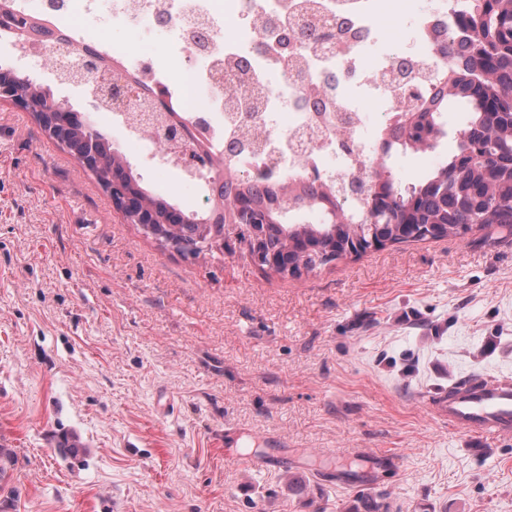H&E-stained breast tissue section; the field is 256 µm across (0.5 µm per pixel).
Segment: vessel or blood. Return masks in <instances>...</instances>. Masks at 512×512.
Wrapping results in <instances>:
<instances>
[{"mask_svg":"<svg viewBox=\"0 0 512 512\" xmlns=\"http://www.w3.org/2000/svg\"><path fill=\"white\" fill-rule=\"evenodd\" d=\"M425 409L449 427L475 437H512V380L483 375L428 396Z\"/></svg>","mask_w":512,"mask_h":512,"instance_id":"1","label":"vessel or blood"}]
</instances>
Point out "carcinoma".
I'll use <instances>...</instances> for the list:
<instances>
[{"label": "carcinoma", "mask_w": 512, "mask_h": 512, "mask_svg": "<svg viewBox=\"0 0 512 512\" xmlns=\"http://www.w3.org/2000/svg\"><path fill=\"white\" fill-rule=\"evenodd\" d=\"M43 24L15 20L10 38L22 39ZM457 30L468 47L462 58L448 57L436 72L438 84L423 104L397 114L381 136L383 158L370 173L367 183L347 187L326 183H289L277 189L260 187L243 178L232 160L214 158L210 184L218 187L222 203L200 211H186L178 204L153 195L141 178L115 150L112 141L91 122L68 113V126H54L59 144L81 160L95 152L100 163L90 167L97 183L106 191L119 180L127 189L147 198L152 209L172 220L158 225V232L186 244L196 243L200 228L208 235L224 238V228L235 221L236 210L251 223L261 226L266 248L281 252L284 239H313L336 225V255L347 249L358 256L372 249L370 239L379 234V247L428 238L464 237L472 225L512 226V0H472L458 20ZM16 87L42 108L68 109L29 76L15 73ZM459 106L466 112L463 130L455 136V148L445 161L411 187L396 184L391 158L400 152L434 149L446 131L439 122L441 112ZM319 211L322 222L305 224L294 210Z\"/></svg>", "instance_id": "obj_1"}]
</instances>
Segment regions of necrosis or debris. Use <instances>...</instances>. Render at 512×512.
Masks as SVG:
<instances>
[{
  "mask_svg": "<svg viewBox=\"0 0 512 512\" xmlns=\"http://www.w3.org/2000/svg\"><path fill=\"white\" fill-rule=\"evenodd\" d=\"M464 0H13L14 11L44 22L52 38H26L21 59L49 60L55 72L73 56L123 62L112 72L102 116L129 143L152 150L158 171L205 181L207 168L184 159L194 140L212 156L252 141L238 169L258 185L316 180L349 184L368 175L380 135L411 92L433 94L440 61L437 33H454ZM128 28L136 44L100 37L98 21ZM334 29L308 45L297 34L310 24ZM412 63V80L398 71ZM159 97L184 112L190 137L160 144L128 94Z\"/></svg>",
  "mask_w": 512,
  "mask_h": 512,
  "instance_id": "4bbe7bcc",
  "label": "necrosis or debris"
}]
</instances>
